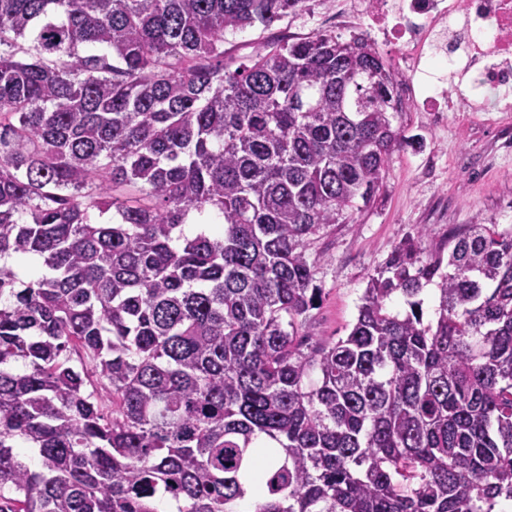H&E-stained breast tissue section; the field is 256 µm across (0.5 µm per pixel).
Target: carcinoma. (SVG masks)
I'll use <instances>...</instances> for the list:
<instances>
[{"label":"carcinoma","instance_id":"cac0c4a2","mask_svg":"<svg viewBox=\"0 0 512 512\" xmlns=\"http://www.w3.org/2000/svg\"><path fill=\"white\" fill-rule=\"evenodd\" d=\"M304 3L0 0V512L512 505V228L399 243L304 349L402 144L362 35L224 58Z\"/></svg>","mask_w":512,"mask_h":512}]
</instances>
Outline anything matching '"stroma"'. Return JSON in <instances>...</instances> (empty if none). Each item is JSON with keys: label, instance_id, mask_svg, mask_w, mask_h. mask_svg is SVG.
Wrapping results in <instances>:
<instances>
[{"label": "stroma", "instance_id": "stroma-1", "mask_svg": "<svg viewBox=\"0 0 512 512\" xmlns=\"http://www.w3.org/2000/svg\"><path fill=\"white\" fill-rule=\"evenodd\" d=\"M347 12L348 0H310L306 11L285 15L270 28L255 25L227 35L224 55L242 63L271 40L296 41L324 31L350 39L355 27L344 22ZM501 118L498 112H449L438 122L432 113L404 104L394 124L405 143L393 155L380 195L354 223L332 227L310 247L323 300L311 312L306 335L318 343L346 336L369 277L419 230H426L424 245L430 249L467 224L512 227V151L495 154L478 184L459 168L462 157L491 142ZM444 199L453 202L447 221L430 223Z\"/></svg>", "mask_w": 512, "mask_h": 512}]
</instances>
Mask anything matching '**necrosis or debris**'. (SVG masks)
Listing matches in <instances>:
<instances>
[{
	"instance_id": "1",
	"label": "necrosis or debris",
	"mask_w": 512,
	"mask_h": 512,
	"mask_svg": "<svg viewBox=\"0 0 512 512\" xmlns=\"http://www.w3.org/2000/svg\"><path fill=\"white\" fill-rule=\"evenodd\" d=\"M351 13L364 31L403 52L418 111L512 110L487 96L512 86V0H356ZM434 65L469 76L466 91L449 99Z\"/></svg>"
}]
</instances>
